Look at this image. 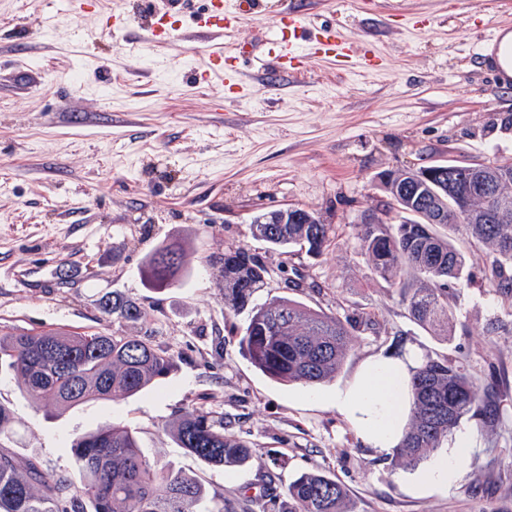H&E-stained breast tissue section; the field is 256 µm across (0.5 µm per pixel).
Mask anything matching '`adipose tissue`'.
Here are the masks:
<instances>
[{
	"instance_id": "obj_1",
	"label": "adipose tissue",
	"mask_w": 512,
	"mask_h": 512,
	"mask_svg": "<svg viewBox=\"0 0 512 512\" xmlns=\"http://www.w3.org/2000/svg\"><path fill=\"white\" fill-rule=\"evenodd\" d=\"M418 361L413 351L372 357L351 385L337 391V409L353 422L368 446L386 452L399 444L407 423L405 381Z\"/></svg>"
}]
</instances>
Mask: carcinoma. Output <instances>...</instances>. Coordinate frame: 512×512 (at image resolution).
I'll return each mask as SVG.
<instances>
[{"label": "carcinoma", "mask_w": 512, "mask_h": 512, "mask_svg": "<svg viewBox=\"0 0 512 512\" xmlns=\"http://www.w3.org/2000/svg\"><path fill=\"white\" fill-rule=\"evenodd\" d=\"M419 194L422 205L399 202L409 223L395 228L362 225V250L375 273L396 289L413 321L436 336H448L453 327L448 292L458 285L465 265L454 244L457 233L488 250L495 287L512 288V193L491 203L479 198L467 212L437 226L421 220L447 204L429 202L428 187ZM490 206L505 210L508 221H484L483 209ZM263 218L262 213L253 217V237L290 253L304 249L319 255L335 235L332 224H263ZM183 264L180 245L158 246L145 263L147 287L175 286ZM222 272L229 311L243 309L266 287L264 265L243 246L224 248ZM100 307L119 322L146 316L137 303L118 295L103 299ZM351 328L348 318L288 297H272L252 308L240 344L251 363L271 379L313 387L336 377L351 349ZM181 358L148 341L114 333L0 326V370L17 373L29 397L58 409L136 395L168 377ZM406 386L408 421L391 457L395 467H417L442 447L464 417L495 411L494 401L480 394L464 365L447 356L423 357L411 369ZM170 432L178 447L212 467H239L252 457V445L227 437L224 416L202 404L185 408ZM70 448L77 484L35 459H19L1 449L0 512H235L224 494L210 492L196 475L148 459L137 431L122 422L77 435ZM259 497L264 512H349L343 485L319 470L300 473L283 494L268 485Z\"/></svg>", "instance_id": "carcinoma-1"}]
</instances>
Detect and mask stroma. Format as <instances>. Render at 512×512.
Returning a JSON list of instances; mask_svg holds the SVG:
<instances>
[{"label": "stroma", "mask_w": 512, "mask_h": 512, "mask_svg": "<svg viewBox=\"0 0 512 512\" xmlns=\"http://www.w3.org/2000/svg\"><path fill=\"white\" fill-rule=\"evenodd\" d=\"M49 0H0V325L68 327L130 336L182 354L177 370L137 395L61 411L0 371V404L16 422L0 447L57 473L73 470V436L110 422L136 428L144 454L193 472L225 500L286 488L301 471L329 472L350 512H512V295L490 288L482 246L464 238V278L448 296L451 336L407 315L361 250L359 224L382 208L379 176L436 161L512 165V80L484 50L512 31V0H255L224 32L225 49L268 46L290 5L335 24L343 63L312 57L270 83L239 61V88L193 74L209 49L186 36L130 54L138 0L42 20ZM127 14L124 34L102 18ZM303 207L335 225L322 255L286 254L255 240L258 213ZM185 250L181 285L146 288L141 269L160 243ZM241 245L273 270L274 296L350 318L353 347L336 377L309 388L276 382L240 345L247 310L224 308L225 247ZM298 276L301 287L289 286ZM116 293L147 317L115 322L99 309ZM460 359L501 401L491 421L462 419L471 445L451 489L422 468L395 467L363 444L334 402L376 354L408 350ZM223 412L226 433L253 442L252 460L212 468L166 430L199 402Z\"/></svg>", "instance_id": "obj_1"}]
</instances>
